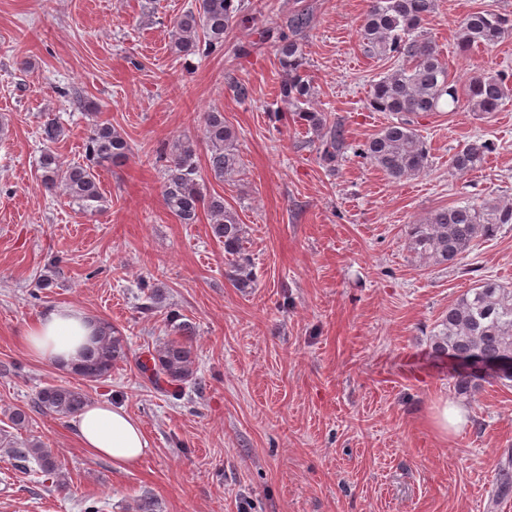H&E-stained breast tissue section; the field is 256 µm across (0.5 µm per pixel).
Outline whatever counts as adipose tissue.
Instances as JSON below:
<instances>
[{"label":"adipose tissue","instance_id":"adipose-tissue-1","mask_svg":"<svg viewBox=\"0 0 512 512\" xmlns=\"http://www.w3.org/2000/svg\"><path fill=\"white\" fill-rule=\"evenodd\" d=\"M96 332L89 316L70 306L46 310L26 331L25 345L35 358L55 366H77ZM74 432L93 456L124 466L137 465L148 443L139 423L125 409L94 403L76 416Z\"/></svg>","mask_w":512,"mask_h":512}]
</instances>
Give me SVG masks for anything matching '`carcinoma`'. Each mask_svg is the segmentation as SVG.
Wrapping results in <instances>:
<instances>
[{
	"label": "carcinoma",
	"instance_id": "1",
	"mask_svg": "<svg viewBox=\"0 0 512 512\" xmlns=\"http://www.w3.org/2000/svg\"><path fill=\"white\" fill-rule=\"evenodd\" d=\"M438 8V0H369L368 10L358 31L364 56L385 60L397 58L402 64L381 77L371 88L369 106L376 112L396 116L357 150L394 182L422 173L428 164L429 149L413 128L410 117L437 112L445 106L450 112L462 104L481 116L499 111L512 97L508 76L477 73L466 84L450 78L438 45L424 32V24ZM244 0H199V8L188 9L174 24L173 49L186 58L206 57L224 47V36L247 21L257 25L258 17L246 18ZM312 23V14L303 5L293 10L277 28L257 27L259 41L274 42L282 72L279 94L293 108V116L307 125L319 138L320 158L334 164L348 148L344 131L327 113L313 107L315 88L303 72L304 39ZM512 37V16L487 10L468 13L460 22L457 47L466 52L473 47H491ZM203 135L207 145V167L221 181L240 173L236 153L235 129L224 121L220 111L203 117ZM61 126L50 123L42 129L44 149L40 158V185L47 192L63 191L73 202L86 208L102 199L97 168L122 162L130 150L128 142L109 124L95 126L85 144L86 164L62 165L53 150L61 136ZM491 150L489 142L477 137L467 141L451 159V167L465 173L476 169ZM196 144L177 141L166 155L163 199L166 207L182 224H195L200 213L207 212L212 232L224 243V252L232 257L234 285L246 290L253 283L250 259L243 248V227L237 214L224 204V197L202 195L198 182ZM503 224H512V204L486 201L480 205L465 203L441 207L417 224L407 225L406 245L424 265L453 267L480 240L496 236ZM431 336L435 353L456 363L454 389L466 395L478 381L495 377L492 365L512 360V286L496 279L483 278L466 290L438 322ZM173 338L159 344L149 362L140 364L156 381L179 390L196 379L193 351L195 328L187 320L172 318ZM127 358L126 344L112 323L97 322L92 346L86 348L81 364L73 373L86 381L107 376ZM89 403L86 392L70 384L47 385L36 392L33 408L44 415L69 418ZM8 456L22 470L34 461L41 472L54 479L59 489L66 487L67 476L55 453L38 441H7Z\"/></svg>",
	"mask_w": 512,
	"mask_h": 512
}]
</instances>
